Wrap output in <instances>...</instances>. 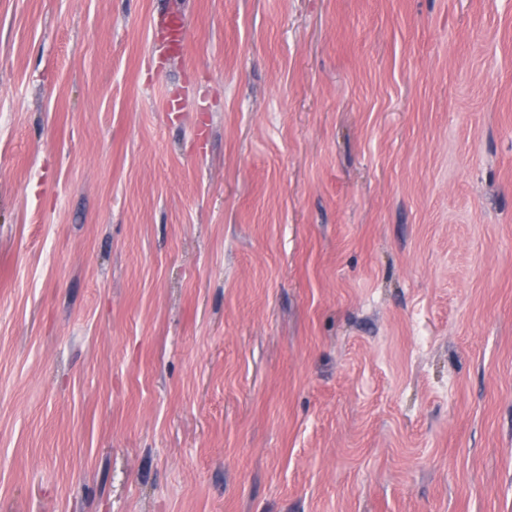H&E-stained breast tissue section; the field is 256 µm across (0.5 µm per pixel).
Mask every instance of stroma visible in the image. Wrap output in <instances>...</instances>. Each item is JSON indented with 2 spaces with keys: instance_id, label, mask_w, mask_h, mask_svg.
<instances>
[{
  "instance_id": "1",
  "label": "stroma",
  "mask_w": 512,
  "mask_h": 512,
  "mask_svg": "<svg viewBox=\"0 0 512 512\" xmlns=\"http://www.w3.org/2000/svg\"><path fill=\"white\" fill-rule=\"evenodd\" d=\"M0 512H512V0H0Z\"/></svg>"
}]
</instances>
